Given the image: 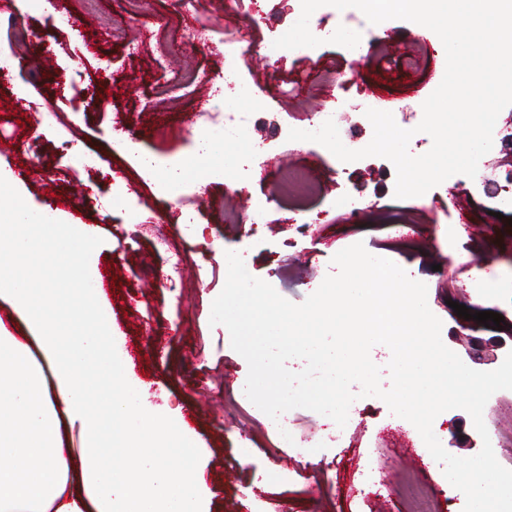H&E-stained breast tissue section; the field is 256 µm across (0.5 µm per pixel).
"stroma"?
I'll return each instance as SVG.
<instances>
[{
	"mask_svg": "<svg viewBox=\"0 0 512 512\" xmlns=\"http://www.w3.org/2000/svg\"><path fill=\"white\" fill-rule=\"evenodd\" d=\"M107 24L77 27L55 23L19 0H0V52L17 57L13 72L0 70V138L11 149L0 155L31 206L52 203L96 226L98 240L88 258L98 267L105 299L112 310V333L130 359L129 370L141 384L149 409L182 415L203 443L205 493L210 512H409L405 485L417 477L438 512H468L465 478L471 462L492 465L498 477L512 475V386L499 382L498 364L469 359L471 327L480 338L512 336V308L493 301L472 304L470 266L421 264L423 289L434 334L442 351L465 369L449 380L426 408L429 432L414 433L396 413L393 383L386 374L395 357L387 344L368 351L374 361L371 380L358 375L343 381L344 413L319 403L315 392L326 374L294 357L287 347L274 351L287 407V432L269 421L265 408L243 394L254 364L226 336L214 304L228 286L224 256L237 254L247 281L265 288L266 300H253V312L306 313L316 290L349 273L347 261L369 253L375 239L361 237L354 222L337 209L335 199L353 194L363 203L358 222L398 224L416 212L414 233L432 247L440 230L457 223L448 206L451 195L465 192L469 179L456 174L426 196H394L396 171L387 159L363 158L350 173L333 175L327 153L289 140L288 132L307 125L311 113L336 108L356 98L355 72L345 47L328 43L335 27L318 30L322 45L302 59H264L263 48L282 36L294 20L293 0H197L192 16L170 12L169 0H147L142 13H130L125 0H98ZM23 27L24 45L15 29ZM201 40L188 52H176L189 33ZM241 50L239 72L262 97L263 107L246 104L252 144L266 158L235 187L200 188L189 214L168 208L153 184L122 155L110 152V136L133 139L161 158L191 150L195 135L185 134L188 117L202 112L224 81V43ZM173 49L171 67L198 74L194 91L170 95L156 59ZM446 56L440 39L410 36L400 51L376 42L363 72L380 85L382 109L404 111L416 96L428 97L440 84ZM52 108L59 123L43 126L40 112ZM27 117L17 123L16 113ZM98 152L95 169L73 167L74 149ZM282 158L309 172L317 193L301 200L285 197L280 171L270 165ZM492 185L473 198L469 215L478 225L494 264L485 278L512 277V225L497 218L493 184L512 170V136H496L484 157ZM140 201L138 209L120 204L106 208L119 187ZM268 206L256 215L248 200ZM321 214L319 232L304 229L307 217ZM180 253V287L168 285L172 253ZM469 312L499 311L502 327H485L458 317L455 304ZM481 419L484 431L472 448L451 446L462 423ZM502 430L507 443L490 447L488 437Z\"/></svg>",
	"mask_w": 512,
	"mask_h": 512,
	"instance_id": "stroma-1",
	"label": "stroma"
}]
</instances>
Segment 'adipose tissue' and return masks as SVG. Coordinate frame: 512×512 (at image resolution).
<instances>
[{
  "label": "adipose tissue",
  "instance_id": "obj_1",
  "mask_svg": "<svg viewBox=\"0 0 512 512\" xmlns=\"http://www.w3.org/2000/svg\"><path fill=\"white\" fill-rule=\"evenodd\" d=\"M114 147L168 198L189 180L230 184L249 144L234 134L207 138L167 159L125 137ZM94 241L92 226L49 204L28 206L0 170V300L36 330L43 355L35 361L0 323V512H209L198 469L202 443L182 417L142 405L128 359L112 343L101 277L87 258ZM410 249L403 241L384 242L351 261L347 277L319 289L313 314L268 319L256 327L246 322L243 305L257 291L243 287L241 261H227L228 288L216 308L230 340L256 362L246 394L276 409L269 346L279 342L323 363L322 338L330 333L344 337L339 372L372 374V365L360 357L363 340L352 329L360 316L389 336L397 354L394 398L409 426L426 433L424 410L435 399L437 378L461 368L437 343L411 265L388 263L390 255ZM62 271L69 274L65 293L57 286ZM88 315L92 327L76 332ZM46 364L58 379L52 390L45 384ZM103 405L108 414L100 413ZM64 418L79 421L80 447L66 445ZM172 459L177 468H169ZM470 471V512H500L499 501H512V484L501 483L489 463H472Z\"/></svg>",
  "mask_w": 512,
  "mask_h": 512
}]
</instances>
